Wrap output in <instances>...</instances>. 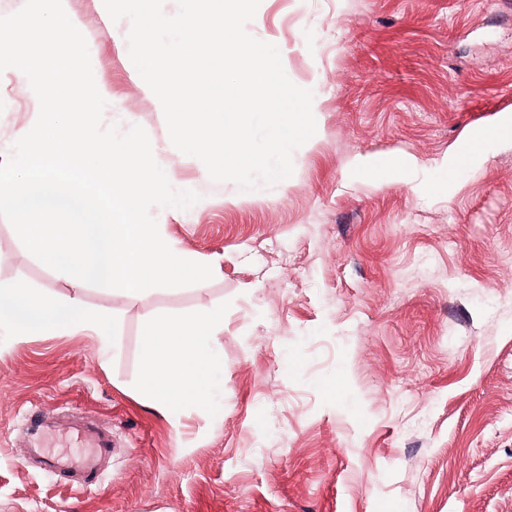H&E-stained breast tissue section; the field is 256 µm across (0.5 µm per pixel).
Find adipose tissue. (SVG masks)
<instances>
[{
    "instance_id": "obj_1",
    "label": "adipose tissue",
    "mask_w": 512,
    "mask_h": 512,
    "mask_svg": "<svg viewBox=\"0 0 512 512\" xmlns=\"http://www.w3.org/2000/svg\"><path fill=\"white\" fill-rule=\"evenodd\" d=\"M224 329V312L205 315L154 316L142 333L143 390L164 409L207 400L214 386L216 366L207 348Z\"/></svg>"
}]
</instances>
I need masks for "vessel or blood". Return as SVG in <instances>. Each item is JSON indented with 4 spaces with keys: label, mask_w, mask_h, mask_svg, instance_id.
I'll list each match as a JSON object with an SVG mask.
<instances>
[{
    "label": "vessel or blood",
    "mask_w": 512,
    "mask_h": 512,
    "mask_svg": "<svg viewBox=\"0 0 512 512\" xmlns=\"http://www.w3.org/2000/svg\"><path fill=\"white\" fill-rule=\"evenodd\" d=\"M26 431L29 455L40 471L65 476L75 489L100 487L104 474L103 462L112 453L111 429L87 422L61 425L48 420L44 413L34 411L27 418ZM60 432L81 442L85 448L84 454L73 457L49 451L46 447L48 436Z\"/></svg>",
    "instance_id": "obj_1"
}]
</instances>
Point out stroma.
I'll use <instances>...</instances> for the list:
<instances>
[{
	"label": "stroma",
	"instance_id": "obj_1",
	"mask_svg": "<svg viewBox=\"0 0 512 512\" xmlns=\"http://www.w3.org/2000/svg\"><path fill=\"white\" fill-rule=\"evenodd\" d=\"M107 94L103 123L167 144L156 97L102 0H65ZM246 30L312 90L316 133L292 176L243 191L169 147L189 210L152 208L211 280L130 296L86 285L115 342L65 332L0 343V512H512V137L444 161L471 130L512 126V0H261ZM38 100L0 72V160ZM358 155L414 157L373 186ZM0 218V282L68 295V278ZM224 311L206 406L140 386L159 313ZM112 428L100 488L30 466L23 416Z\"/></svg>",
	"mask_w": 512,
	"mask_h": 512
}]
</instances>
